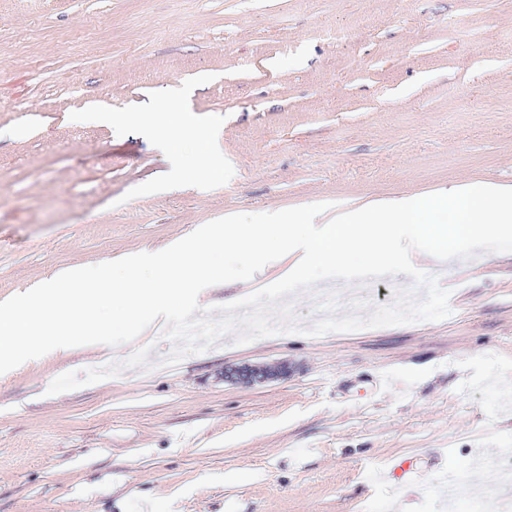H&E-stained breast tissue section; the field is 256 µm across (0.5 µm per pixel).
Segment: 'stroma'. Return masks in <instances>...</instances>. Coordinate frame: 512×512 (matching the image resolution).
Here are the masks:
<instances>
[{
	"label": "stroma",
	"instance_id": "obj_1",
	"mask_svg": "<svg viewBox=\"0 0 512 512\" xmlns=\"http://www.w3.org/2000/svg\"><path fill=\"white\" fill-rule=\"evenodd\" d=\"M487 181L512 185V0H0V301L233 214ZM421 269L443 320L226 336L172 370L153 326L145 351L24 364L0 378V512H448L440 478L512 458V253ZM382 370L406 396L374 393ZM286 372L287 369L285 366L280 367L277 370H272L267 367L254 366L232 369L226 372V376L230 378H235L245 383H251L257 380H265L278 377L279 375H283Z\"/></svg>",
	"mask_w": 512,
	"mask_h": 512
}]
</instances>
